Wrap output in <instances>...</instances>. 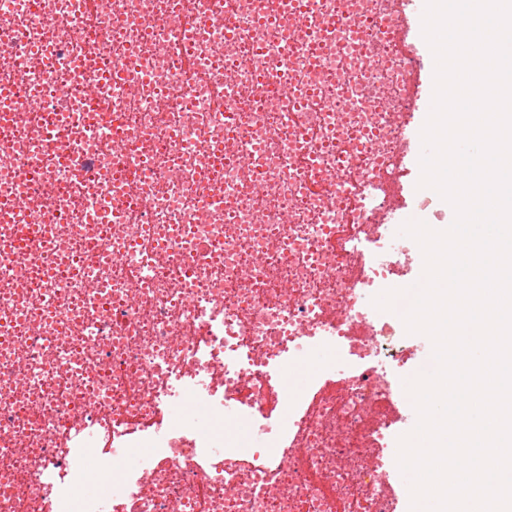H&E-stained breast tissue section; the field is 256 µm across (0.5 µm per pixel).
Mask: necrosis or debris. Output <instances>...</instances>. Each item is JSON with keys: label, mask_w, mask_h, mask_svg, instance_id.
Returning <instances> with one entry per match:
<instances>
[{"label": "necrosis or debris", "mask_w": 512, "mask_h": 512, "mask_svg": "<svg viewBox=\"0 0 512 512\" xmlns=\"http://www.w3.org/2000/svg\"><path fill=\"white\" fill-rule=\"evenodd\" d=\"M405 12L0 0V512H396L409 351L361 294L408 262L388 238L417 102ZM178 404L266 444L242 455Z\"/></svg>", "instance_id": "1"}]
</instances>
